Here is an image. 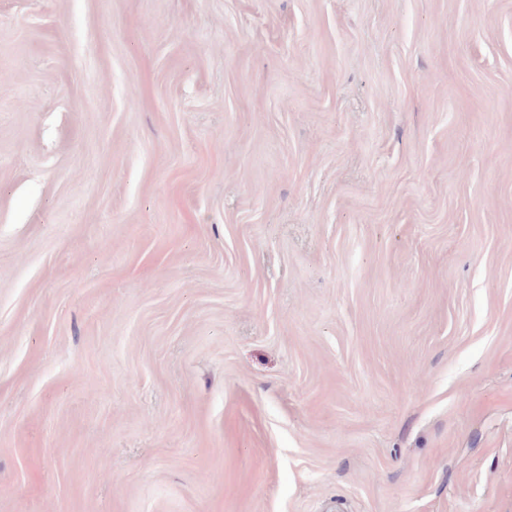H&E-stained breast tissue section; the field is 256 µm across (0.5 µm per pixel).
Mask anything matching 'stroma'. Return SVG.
I'll return each mask as SVG.
<instances>
[{
    "instance_id": "stroma-1",
    "label": "stroma",
    "mask_w": 512,
    "mask_h": 512,
    "mask_svg": "<svg viewBox=\"0 0 512 512\" xmlns=\"http://www.w3.org/2000/svg\"><path fill=\"white\" fill-rule=\"evenodd\" d=\"M0 512H512V0H0Z\"/></svg>"
}]
</instances>
